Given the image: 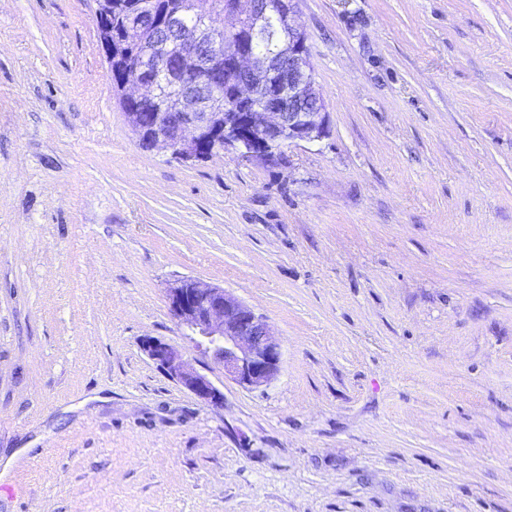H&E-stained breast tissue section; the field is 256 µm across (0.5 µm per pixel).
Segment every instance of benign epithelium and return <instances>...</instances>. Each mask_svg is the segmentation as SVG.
Segmentation results:
<instances>
[{
  "instance_id": "1",
  "label": "benign epithelium",
  "mask_w": 512,
  "mask_h": 512,
  "mask_svg": "<svg viewBox=\"0 0 512 512\" xmlns=\"http://www.w3.org/2000/svg\"><path fill=\"white\" fill-rule=\"evenodd\" d=\"M288 4V69L281 68L275 52L222 53L209 38L219 31L214 18L239 26L242 19L261 25L281 4ZM297 0H234L225 12H198L193 26L171 17L166 25L176 34L177 59L162 71L182 75L177 84L176 108L161 102L159 84L126 81L122 94L132 101L157 104L151 121L127 114L137 139L152 141V149L193 161L233 151L242 158L270 161L278 149L324 136L328 112L315 88V75L307 63L308 37L294 21ZM111 14L95 23L105 57L112 58ZM127 25L141 30L154 27L153 12L138 9ZM280 77V89L261 95V75ZM176 323L204 358L222 366L224 377L246 388H259L275 378L282 361V345L267 320L224 289L195 278L175 280L166 291ZM143 349L169 376L198 399L221 409L224 393L197 370L179 345L147 336Z\"/></svg>"
}]
</instances>
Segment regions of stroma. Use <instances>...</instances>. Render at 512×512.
Here are the masks:
<instances>
[{"label": "stroma", "instance_id": "1", "mask_svg": "<svg viewBox=\"0 0 512 512\" xmlns=\"http://www.w3.org/2000/svg\"><path fill=\"white\" fill-rule=\"evenodd\" d=\"M95 8L0 0V512H512V0H298L328 129L277 164L142 150ZM182 277L265 317L267 386ZM166 294L184 336L202 357L222 366L225 378L253 389L278 374L282 345L251 307L224 288L191 277L175 280ZM142 346L173 380L198 399L216 409L224 407V393L193 366L181 346L151 336L143 339Z\"/></svg>", "mask_w": 512, "mask_h": 512}]
</instances>
